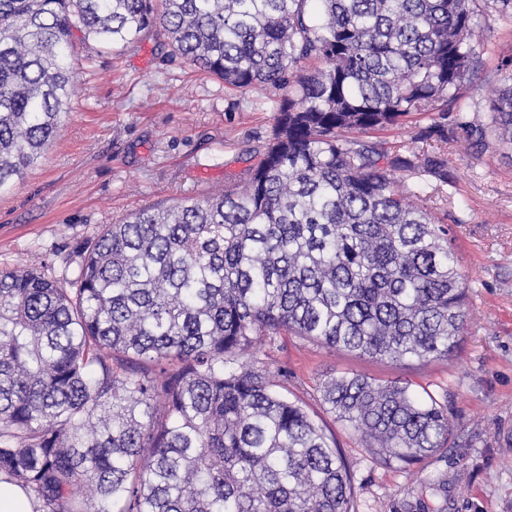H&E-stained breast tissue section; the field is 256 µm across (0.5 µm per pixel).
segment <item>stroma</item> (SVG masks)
Instances as JSON below:
<instances>
[{
    "instance_id": "obj_1",
    "label": "stroma",
    "mask_w": 512,
    "mask_h": 512,
    "mask_svg": "<svg viewBox=\"0 0 512 512\" xmlns=\"http://www.w3.org/2000/svg\"><path fill=\"white\" fill-rule=\"evenodd\" d=\"M489 50L473 79L467 120L512 85V15L479 19ZM77 93L59 134L25 177L0 192V270L34 267L58 281L74 279L76 250L123 216L183 198L219 194L244 182L276 125L273 87L229 89L175 56L161 30L112 52L74 41ZM451 186L419 188L393 173L400 194L436 202L448 213V237L467 279L468 320L449 359L394 364L279 337L261 357L310 417L332 433L353 473L352 512H409L419 499L443 512H512V150H448ZM362 374L429 392L448 411L447 451L407 469L379 462L350 427L329 413L321 383ZM445 474L446 495L430 478Z\"/></svg>"
}]
</instances>
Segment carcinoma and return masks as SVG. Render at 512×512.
I'll return each instance as SVG.
<instances>
[{
    "label": "carcinoma",
    "mask_w": 512,
    "mask_h": 512,
    "mask_svg": "<svg viewBox=\"0 0 512 512\" xmlns=\"http://www.w3.org/2000/svg\"><path fill=\"white\" fill-rule=\"evenodd\" d=\"M481 5L512 12V0H0V190L69 110L77 32L102 51L159 27L226 87L284 91L245 187L105 225L68 288L0 270V482L33 512H351L336 440L257 348L291 334L392 363L454 354L467 284L448 226L391 179L446 186L448 154L413 159L368 136L426 115L421 139L512 148L511 86L487 122L462 121ZM321 392L389 466L448 447V411L429 393L356 373Z\"/></svg>",
    "instance_id": "carcinoma-1"
}]
</instances>
